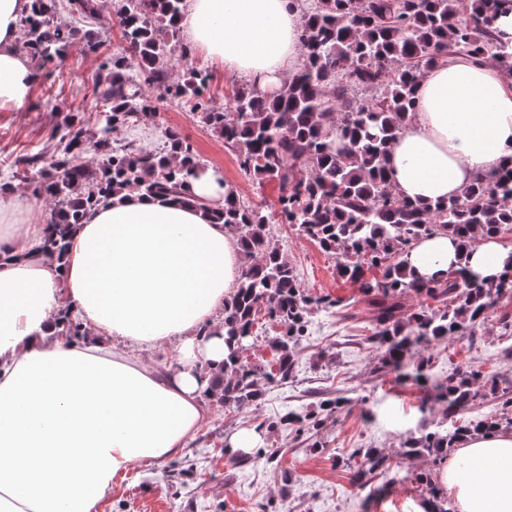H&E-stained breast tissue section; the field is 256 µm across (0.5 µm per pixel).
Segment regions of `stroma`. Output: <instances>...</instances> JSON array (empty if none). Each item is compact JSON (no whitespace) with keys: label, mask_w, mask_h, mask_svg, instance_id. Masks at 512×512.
Instances as JSON below:
<instances>
[{"label":"stroma","mask_w":512,"mask_h":512,"mask_svg":"<svg viewBox=\"0 0 512 512\" xmlns=\"http://www.w3.org/2000/svg\"><path fill=\"white\" fill-rule=\"evenodd\" d=\"M96 31L102 42L89 52L76 39L63 61L40 66L30 102L15 112H0V181L20 156L39 151L56 124L75 114L95 130L98 103L92 93L103 62L121 42L113 0H100ZM155 118L113 133L116 145L162 149L165 129L176 130L209 167L233 183L241 198L275 206L277 183L246 175L218 134L199 123L187 108L158 103ZM274 242L296 269L303 288L335 299V307L312 311L308 331L293 348L295 373L285 382L268 380L258 405L236 409L211 404V420L181 454L152 465L134 466L97 505L98 512H423L424 494L415 477L440 474L442 464L425 454L402 460L403 442L422 428H436L441 412L423 406L427 393L395 374L378 371L380 353L371 342L373 325L356 286L337 278L336 260L295 226L272 227ZM512 313V298L501 299L495 316L474 335L434 349L427 372L443 382L471 372L480 381L512 380V335L497 317ZM345 398L334 412L320 410L325 399ZM317 411L320 423L297 432H268L269 423L288 411ZM244 428L260 435V448H276L274 461L250 453L228 452L229 437ZM375 448L390 458V469L368 483L355 478L357 451Z\"/></svg>","instance_id":"35a3bbf8"}]
</instances>
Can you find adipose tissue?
Listing matches in <instances>:
<instances>
[{
    "instance_id": "ef3b65f1",
    "label": "adipose tissue",
    "mask_w": 512,
    "mask_h": 512,
    "mask_svg": "<svg viewBox=\"0 0 512 512\" xmlns=\"http://www.w3.org/2000/svg\"><path fill=\"white\" fill-rule=\"evenodd\" d=\"M31 0H0V111L31 99L38 76L19 48ZM300 0H185L179 20L202 59L266 92L301 61ZM512 166V78L454 56L416 87L387 157L401 198L436 203ZM232 186L207 170L193 202L125 191L77 225L63 260L26 198L0 191V512H93L115 478L182 452L210 419L203 398L228 354L212 330L241 273L237 239L210 217ZM406 261L429 278L457 265L455 241H417ZM497 283L512 248L480 238L467 264ZM67 309L87 335L60 334ZM168 353L159 373L144 355ZM440 480L455 512H512V432L462 439Z\"/></svg>"
}]
</instances>
